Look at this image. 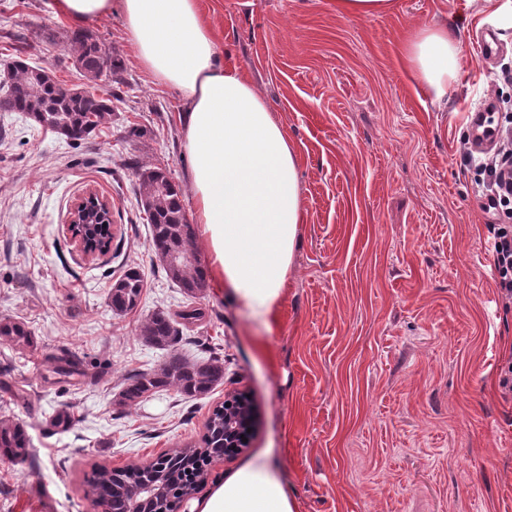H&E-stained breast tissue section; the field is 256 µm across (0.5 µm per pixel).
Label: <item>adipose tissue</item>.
I'll return each mask as SVG.
<instances>
[{"label":"adipose tissue","instance_id":"adipose-tissue-1","mask_svg":"<svg viewBox=\"0 0 512 512\" xmlns=\"http://www.w3.org/2000/svg\"><path fill=\"white\" fill-rule=\"evenodd\" d=\"M120 6L142 68L174 88L208 274L253 316L274 317L281 303L303 208L299 158L244 72L220 61L219 39L199 0H51L74 26ZM415 81L445 97L458 67V33L445 26L411 34L402 49ZM273 461L253 456L227 471L194 512H295Z\"/></svg>","mask_w":512,"mask_h":512}]
</instances>
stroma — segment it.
Instances as JSON below:
<instances>
[{"instance_id": "obj_1", "label": "stroma", "mask_w": 512, "mask_h": 512, "mask_svg": "<svg viewBox=\"0 0 512 512\" xmlns=\"http://www.w3.org/2000/svg\"><path fill=\"white\" fill-rule=\"evenodd\" d=\"M49 0H0V75L12 58L84 79L71 24ZM221 57L244 71L299 155L303 222L274 321L252 319L223 288L189 297L156 261L132 161L165 168L190 191L176 90L153 81L120 12L88 22L128 84L110 124L70 145L0 111V318L23 321L32 347L0 341V418L22 423L35 456L0 462V512H101L86 482L197 443L224 395L248 391L255 436L215 459L204 498L242 459L276 458L296 512H512V403L497 366L512 353V311L494 281L491 225L507 209L479 193L463 151L469 115L512 122V29L487 0H393L355 18L336 0H199ZM457 27L459 69L436 100L410 78L401 37ZM95 192L112 206L108 253L85 254L67 230ZM144 275L139 306L118 314L113 278ZM201 308L176 349L224 361V383L198 400L163 390L131 406L126 379L156 369L152 313ZM75 356L59 379L47 358ZM74 423L51 424L60 411Z\"/></svg>"}]
</instances>
